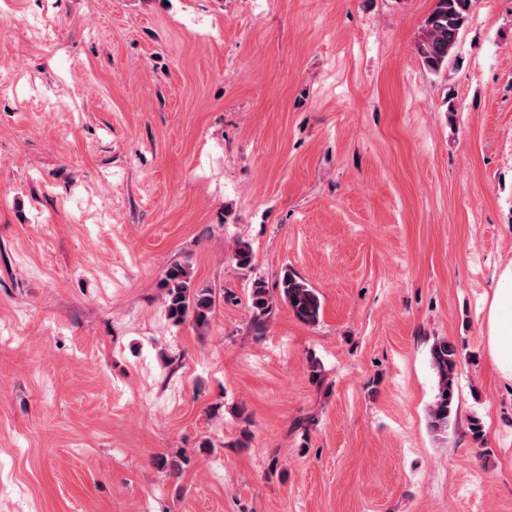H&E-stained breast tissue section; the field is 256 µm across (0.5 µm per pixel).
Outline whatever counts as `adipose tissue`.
Wrapping results in <instances>:
<instances>
[{
    "label": "adipose tissue",
    "mask_w": 512,
    "mask_h": 512,
    "mask_svg": "<svg viewBox=\"0 0 512 512\" xmlns=\"http://www.w3.org/2000/svg\"><path fill=\"white\" fill-rule=\"evenodd\" d=\"M487 344L495 368L512 379V267L502 273L493 292Z\"/></svg>",
    "instance_id": "adipose-tissue-1"
}]
</instances>
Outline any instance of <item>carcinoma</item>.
<instances>
[{"instance_id":"cac0c4a2","label":"carcinoma","mask_w":512,"mask_h":512,"mask_svg":"<svg viewBox=\"0 0 512 512\" xmlns=\"http://www.w3.org/2000/svg\"><path fill=\"white\" fill-rule=\"evenodd\" d=\"M470 6L471 0H436L433 10L424 19L415 51L430 72L439 74L448 67L469 20ZM232 259L241 269L252 268L254 254L251 246L245 242L237 243ZM162 288L165 289L164 310L169 320L175 324L188 320L196 329L207 330L215 312V297L211 288L192 282L188 266L180 262L171 264ZM280 298L299 320L305 323L318 321L321 299L316 289L304 279L291 272L284 273L280 281ZM250 301L256 321L265 317L275 303L269 289L259 279L252 284ZM430 363L437 377V387L429 409V426L441 434L448 432L454 410L460 369L457 345L446 338L436 339L430 348Z\"/></svg>"}]
</instances>
